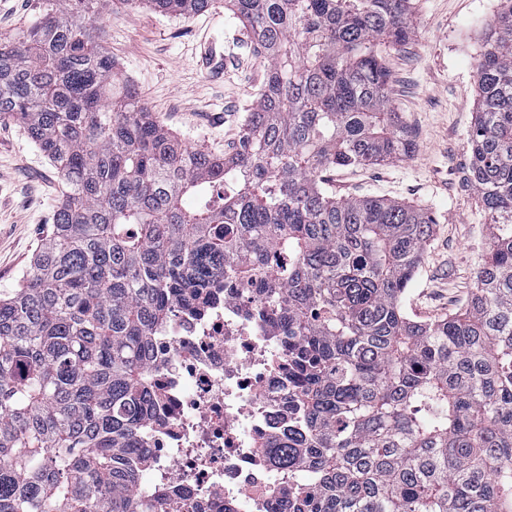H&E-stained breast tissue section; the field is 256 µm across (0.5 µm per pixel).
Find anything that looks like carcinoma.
Listing matches in <instances>:
<instances>
[{"label": "carcinoma", "mask_w": 512, "mask_h": 512, "mask_svg": "<svg viewBox=\"0 0 512 512\" xmlns=\"http://www.w3.org/2000/svg\"><path fill=\"white\" fill-rule=\"evenodd\" d=\"M113 3L44 0L39 24L0 37V119L63 185L0 295V512H161L137 491L155 330L216 275L285 327L295 431L266 447L288 512H512V0L476 65L486 252L433 323L403 308L431 218L327 187L414 147L381 55L410 39V0H224L266 68L231 156L182 147L144 108L102 46Z\"/></svg>", "instance_id": "cac0c4a2"}]
</instances>
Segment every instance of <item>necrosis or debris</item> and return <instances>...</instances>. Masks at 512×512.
Wrapping results in <instances>:
<instances>
[{
	"instance_id": "obj_1",
	"label": "necrosis or debris",
	"mask_w": 512,
	"mask_h": 512,
	"mask_svg": "<svg viewBox=\"0 0 512 512\" xmlns=\"http://www.w3.org/2000/svg\"><path fill=\"white\" fill-rule=\"evenodd\" d=\"M283 334L249 288L210 289L160 332L139 490L163 512H284L264 447L291 427Z\"/></svg>"
}]
</instances>
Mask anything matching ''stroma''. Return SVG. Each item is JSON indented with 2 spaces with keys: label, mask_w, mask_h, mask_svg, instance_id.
I'll list each match as a JSON object with an SVG mask.
<instances>
[{
  "label": "stroma",
  "mask_w": 512,
  "mask_h": 512,
  "mask_svg": "<svg viewBox=\"0 0 512 512\" xmlns=\"http://www.w3.org/2000/svg\"><path fill=\"white\" fill-rule=\"evenodd\" d=\"M500 0H416L414 33L390 51L392 99L415 149L398 162L339 169L340 195L379 196L429 208L436 222L425 261L404 297L416 321L464 303L485 252L484 217L468 184L467 138L478 105L475 64ZM105 46L142 104L185 147L235 151L265 67L241 25L217 7L192 16L146 6L109 10ZM212 42L215 59L201 49ZM62 185L55 167L14 122L0 120V292L17 287L47 236Z\"/></svg>",
  "instance_id": "obj_1"
}]
</instances>
